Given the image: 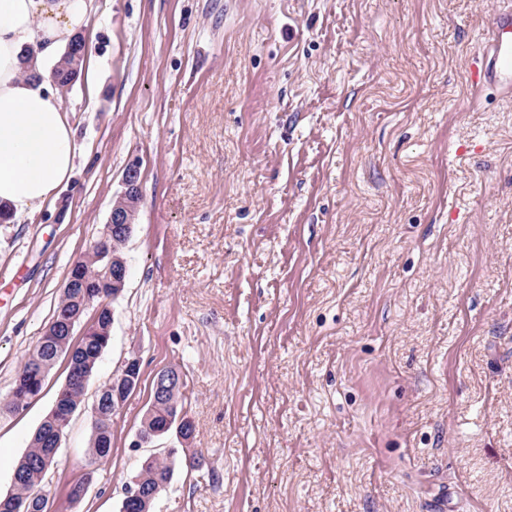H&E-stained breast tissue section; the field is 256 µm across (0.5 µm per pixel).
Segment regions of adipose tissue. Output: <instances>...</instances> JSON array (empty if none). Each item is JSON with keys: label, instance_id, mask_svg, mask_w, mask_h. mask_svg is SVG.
I'll use <instances>...</instances> for the list:
<instances>
[{"label": "adipose tissue", "instance_id": "ef3b65f1", "mask_svg": "<svg viewBox=\"0 0 512 512\" xmlns=\"http://www.w3.org/2000/svg\"><path fill=\"white\" fill-rule=\"evenodd\" d=\"M92 0H0V208L30 217L56 196L76 157L50 73L89 24Z\"/></svg>", "mask_w": 512, "mask_h": 512}]
</instances>
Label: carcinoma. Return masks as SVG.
I'll list each match as a JSON object with an SVG mask.
<instances>
[{"label":"carcinoma","instance_id":"carcinoma-1","mask_svg":"<svg viewBox=\"0 0 512 512\" xmlns=\"http://www.w3.org/2000/svg\"><path fill=\"white\" fill-rule=\"evenodd\" d=\"M86 54L85 40L76 36L56 64L58 75L65 84H70L80 77ZM84 294L79 288L70 291L60 298L54 311L51 324V335H42L36 345L27 354L17 372L10 393L17 401H30L34 395L42 392L45 380L61 356H72L73 359L92 373L98 361L109 345L111 337L107 336V328L111 323L112 311L105 304L96 310L92 324L85 330L79 342L68 334V322L80 320L88 312ZM141 366L134 370V383L121 382L112 377L101 388L98 400L100 402L99 417L94 421L93 434L90 441V464H95L109 456L112 449V417L116 411L112 402L117 399L127 400L136 383L140 381ZM85 386L81 384H66L58 392L59 401L45 418L32 440L28 451L16 464L12 479V489L6 494H0V512H48L47 498L41 494V483L49 471L45 466L44 457L53 449L52 435L56 428L67 429L72 419V413L83 402ZM149 419L141 420L140 427L160 429L169 420L173 421L171 430H180L181 437L188 439L194 433L192 422L183 413L182 407L174 408L158 398L147 409ZM173 468L168 464V458L146 459L137 474L140 479L142 498L121 504L126 512H143L152 510L153 493L160 484L170 481Z\"/></svg>","mask_w":512,"mask_h":512}]
</instances>
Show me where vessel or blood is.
Returning <instances> with one entry per match:
<instances>
[{
  "instance_id": "b4317fda",
  "label": "vessel or blood",
  "mask_w": 512,
  "mask_h": 512,
  "mask_svg": "<svg viewBox=\"0 0 512 512\" xmlns=\"http://www.w3.org/2000/svg\"><path fill=\"white\" fill-rule=\"evenodd\" d=\"M470 81L512 87V8L495 14L482 57L470 70Z\"/></svg>"
}]
</instances>
